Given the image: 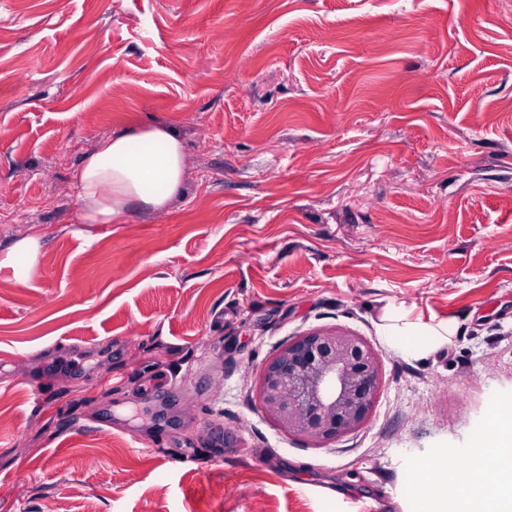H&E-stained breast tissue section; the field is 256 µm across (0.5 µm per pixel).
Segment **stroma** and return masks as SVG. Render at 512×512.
Instances as JSON below:
<instances>
[{
    "label": "stroma",
    "mask_w": 512,
    "mask_h": 512,
    "mask_svg": "<svg viewBox=\"0 0 512 512\" xmlns=\"http://www.w3.org/2000/svg\"><path fill=\"white\" fill-rule=\"evenodd\" d=\"M143 124L183 194L80 222L83 154ZM387 305L457 334L402 355ZM319 328L381 362L323 445L257 397ZM509 398L512 0H0V512H412Z\"/></svg>",
    "instance_id": "stroma-1"
}]
</instances>
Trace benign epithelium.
<instances>
[{
	"instance_id": "obj_1",
	"label": "benign epithelium",
	"mask_w": 512,
	"mask_h": 512,
	"mask_svg": "<svg viewBox=\"0 0 512 512\" xmlns=\"http://www.w3.org/2000/svg\"><path fill=\"white\" fill-rule=\"evenodd\" d=\"M379 386L378 355L362 337L320 329L289 340L264 363L258 394L283 431L324 443L366 422Z\"/></svg>"
}]
</instances>
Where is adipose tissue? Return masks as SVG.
Returning <instances> with one entry per match:
<instances>
[{
    "mask_svg": "<svg viewBox=\"0 0 512 512\" xmlns=\"http://www.w3.org/2000/svg\"><path fill=\"white\" fill-rule=\"evenodd\" d=\"M182 141L169 127L143 125L102 137L78 171V218L86 224L123 223L131 209L154 214L168 208L185 186ZM377 332L402 354L425 357L448 345L452 322L409 320L405 310L384 308ZM497 419L474 447L462 449L467 477H450L447 464L416 460L408 475L415 512H512V400L497 407Z\"/></svg>",
    "mask_w": 512,
    "mask_h": 512,
    "instance_id": "obj_1",
    "label": "adipose tissue"
}]
</instances>
